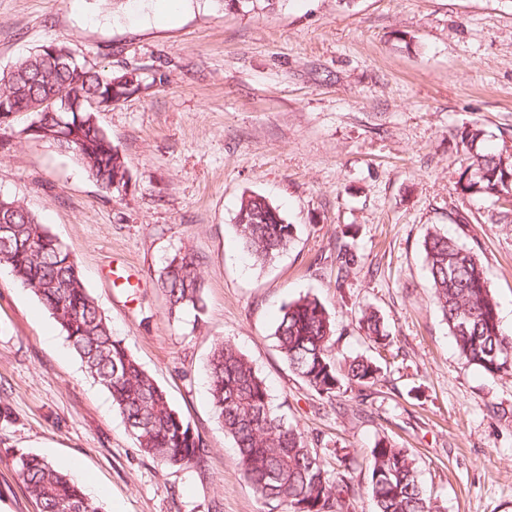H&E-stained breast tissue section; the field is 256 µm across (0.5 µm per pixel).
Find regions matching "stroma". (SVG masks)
<instances>
[{"mask_svg":"<svg viewBox=\"0 0 512 512\" xmlns=\"http://www.w3.org/2000/svg\"><path fill=\"white\" fill-rule=\"evenodd\" d=\"M147 90L99 113L125 156L126 195L107 193L69 154L20 136L0 148V196L19 200L75 257L112 333L201 432L184 467L146 456L50 313L0 266V512H38L15 459L78 463L103 512H268L210 404L206 362L239 348L275 405L328 467L387 437L410 449L440 512H512V375L491 377L456 351L428 290L423 239L448 232L474 251L512 314V224L493 199L455 183V135L472 122L488 149L512 135V0H0V72L48 42ZM295 227L288 250L253 264L233 225L244 193ZM359 261L339 271L336 248ZM190 250L207 312L170 317L157 286ZM316 295L335 359L362 353L375 385L327 402L283 361L282 304ZM378 309L386 344L358 320Z\"/></svg>","mask_w":512,"mask_h":512,"instance_id":"1","label":"stroma"}]
</instances>
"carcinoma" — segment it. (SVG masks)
Segmentation results:
<instances>
[{
    "label": "carcinoma",
    "instance_id": "carcinoma-1",
    "mask_svg": "<svg viewBox=\"0 0 512 512\" xmlns=\"http://www.w3.org/2000/svg\"><path fill=\"white\" fill-rule=\"evenodd\" d=\"M70 49L59 43L40 47L7 73L0 74V99L13 101L17 111L48 126L65 125L70 140L46 138L85 168L101 187L110 189L116 176L129 168L124 156L100 126L92 102L107 91L112 100L148 86L130 88L122 76L82 60L69 61ZM112 80L107 85L106 79ZM56 95L79 101V112H50ZM465 155L457 181L462 194L488 195L499 200L512 196V153L477 150L487 140L477 122L456 134ZM9 232L0 235V265L10 268L15 283L35 295L66 336L72 350L95 380L112 395V404L141 451L162 466H184L200 460L206 443L198 428L182 417L165 391L147 374L112 328L96 299L85 287L76 260L53 237L37 216L19 201L0 198V221ZM235 229L243 250L264 264L287 249L293 225L265 198L241 199ZM429 288L433 303L448 325L454 345L467 362L489 376L512 372V336L501 327L497 303L473 251L447 234L430 232L424 239ZM157 284L167 311L176 318L186 311L202 319L205 302L198 263L189 251L174 255L160 270ZM359 323L366 338L380 343L388 338L377 311H361ZM336 330L322 303L309 294L283 305L274 336L288 369L319 396L332 401L355 388L377 383L378 367L364 355L336 361L330 350ZM209 399L238 450L245 480L264 502L283 512H350V475L355 459L337 458L331 473L301 432L278 411L266 381L235 345L219 339L207 363ZM368 472V491L375 512H438L422 488L414 456L388 438L375 439L362 458ZM18 474L39 512H100L68 469L36 454H22Z\"/></svg>",
    "mask_w": 512,
    "mask_h": 512
}]
</instances>
